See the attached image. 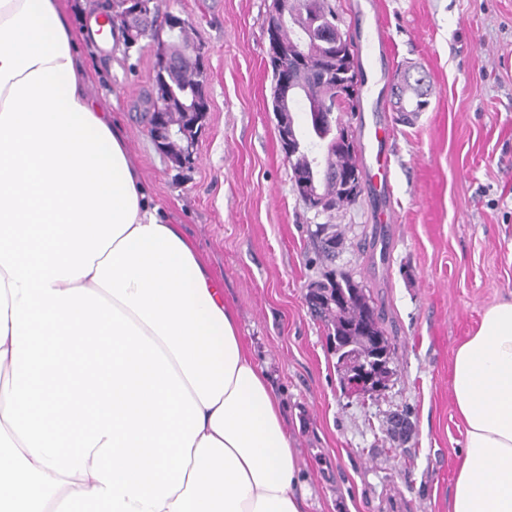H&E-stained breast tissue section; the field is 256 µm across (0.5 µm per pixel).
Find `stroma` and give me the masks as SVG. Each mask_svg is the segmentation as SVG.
<instances>
[{
  "label": "stroma",
  "instance_id": "1",
  "mask_svg": "<svg viewBox=\"0 0 512 512\" xmlns=\"http://www.w3.org/2000/svg\"><path fill=\"white\" fill-rule=\"evenodd\" d=\"M108 0H63L89 92L126 134L160 208L181 224L224 286L240 333L278 394L312 491L309 512H448L465 453L452 394L458 346L485 309L512 300V0H331L358 54L385 38L363 76L357 115L387 125L389 184L316 213L294 190L272 112L265 38L270 0H163L201 48L209 112L192 163L178 166L139 118L156 47L100 46L86 19ZM426 77L430 105L399 120L398 73ZM394 221L379 224L380 210ZM342 239L334 267L370 294L393 348L369 396L342 384L328 328L305 302L326 266L315 235ZM407 414L406 441L387 434Z\"/></svg>",
  "mask_w": 512,
  "mask_h": 512
}]
</instances>
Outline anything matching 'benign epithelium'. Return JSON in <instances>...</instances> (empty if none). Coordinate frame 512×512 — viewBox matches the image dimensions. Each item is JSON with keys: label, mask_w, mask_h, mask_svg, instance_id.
<instances>
[{"label": "benign epithelium", "mask_w": 512, "mask_h": 512, "mask_svg": "<svg viewBox=\"0 0 512 512\" xmlns=\"http://www.w3.org/2000/svg\"><path fill=\"white\" fill-rule=\"evenodd\" d=\"M155 15V0H125L122 19L131 39L136 40L143 35L146 26L150 25ZM296 20L297 27L304 38L300 46H288L281 38V27L288 24V19ZM269 61L277 67L276 97L279 108L275 112L276 126L279 133L281 150L289 163H294V127L293 112L288 109V96L297 87V77L302 65L310 59L321 58L324 52L345 42V36L335 28H315L314 12L309 0H271L269 5V25L266 28ZM157 68L164 75L176 79L187 69H203V53L198 48L179 47L174 49L171 43L161 37L156 39ZM171 101L168 97H160L155 101L153 114L154 125L148 127L152 139L166 144L178 138L182 141L181 151L173 159L177 166H183L193 160L197 149V127L205 121L206 113L193 105L184 112L170 111ZM331 180L342 189L351 188V178L347 169L333 166L329 175L314 176L302 171L294 173V189L299 197L318 213L327 211V198L323 194V183ZM356 299V295L348 294L341 287L330 295L306 297V303L312 312L323 306H344ZM375 345V357L371 358L358 352L345 351L334 347L340 356L341 366L346 370L344 388L348 394L364 397L381 390L390 377V357L384 349V342L378 336L371 337Z\"/></svg>", "instance_id": "1"}]
</instances>
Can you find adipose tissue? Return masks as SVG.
I'll return each instance as SVG.
<instances>
[{
	"label": "adipose tissue",
	"instance_id": "ef3b65f1",
	"mask_svg": "<svg viewBox=\"0 0 512 512\" xmlns=\"http://www.w3.org/2000/svg\"><path fill=\"white\" fill-rule=\"evenodd\" d=\"M451 512H512V301L456 350ZM224 287L87 90L60 0H0V512H306Z\"/></svg>",
	"mask_w": 512,
	"mask_h": 512
}]
</instances>
